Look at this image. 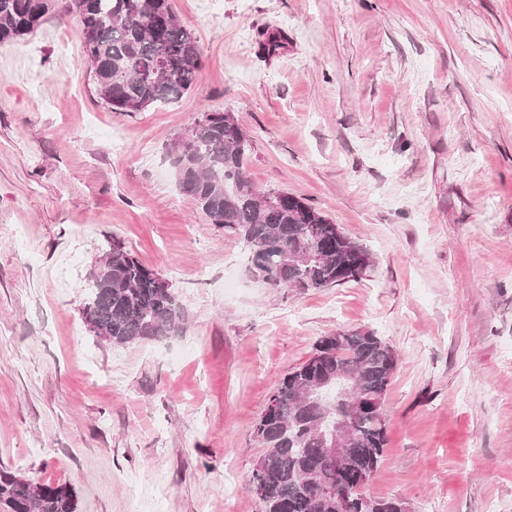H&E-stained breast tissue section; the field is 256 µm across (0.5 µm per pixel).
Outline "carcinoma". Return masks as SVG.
<instances>
[{
	"mask_svg": "<svg viewBox=\"0 0 512 512\" xmlns=\"http://www.w3.org/2000/svg\"><path fill=\"white\" fill-rule=\"evenodd\" d=\"M56 0H0V44L37 29ZM75 16L99 98L115 112L179 102L192 89L202 57L169 0H66ZM170 150L178 191L209 223L234 233L249 271L264 287L319 290L356 279L369 254L302 198L258 189L247 170L250 139L233 116L206 112ZM83 323L114 346L161 341L183 329L173 285L118 242L105 250L86 284ZM393 347L372 330L321 337L312 355L281 378L253 425L263 448L253 488L264 512H408L404 501L364 493L384 457L383 406L397 367ZM347 419L341 470L325 461L336 421ZM7 512H79L67 483L34 485L0 468Z\"/></svg>",
	"mask_w": 512,
	"mask_h": 512,
	"instance_id": "cac0c4a2",
	"label": "carcinoma"
}]
</instances>
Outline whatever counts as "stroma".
Masks as SVG:
<instances>
[{
    "instance_id": "35a3bbf8",
    "label": "stroma",
    "mask_w": 512,
    "mask_h": 512,
    "mask_svg": "<svg viewBox=\"0 0 512 512\" xmlns=\"http://www.w3.org/2000/svg\"><path fill=\"white\" fill-rule=\"evenodd\" d=\"M202 52L177 104L99 101L71 17L0 45V467L81 512H264L253 424L339 329L399 360L365 492L512 512V0H169ZM283 29L275 55L263 33ZM231 113L248 172L366 248L318 291L253 281L178 192L168 151ZM121 241L172 283L180 335L113 346L81 319Z\"/></svg>"
}]
</instances>
